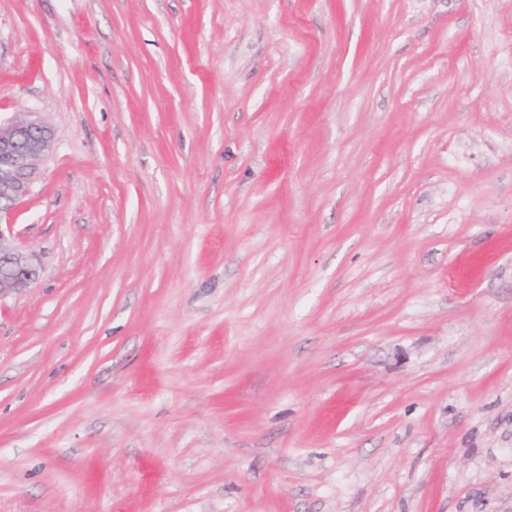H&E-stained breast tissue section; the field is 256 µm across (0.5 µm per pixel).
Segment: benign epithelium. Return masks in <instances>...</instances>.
Here are the masks:
<instances>
[{"instance_id":"1","label":"benign epithelium","mask_w":512,"mask_h":512,"mask_svg":"<svg viewBox=\"0 0 512 512\" xmlns=\"http://www.w3.org/2000/svg\"><path fill=\"white\" fill-rule=\"evenodd\" d=\"M53 148V128L40 113L0 121V216L29 196L40 166ZM38 276L35 255L13 243L12 225L0 223V301L30 287Z\"/></svg>"}]
</instances>
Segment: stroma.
I'll return each mask as SVG.
<instances>
[{
	"mask_svg": "<svg viewBox=\"0 0 512 512\" xmlns=\"http://www.w3.org/2000/svg\"><path fill=\"white\" fill-rule=\"evenodd\" d=\"M0 512H512V0H0ZM53 148V128L39 112H29L25 119H0V301L38 279L35 255L13 243V225L7 220L2 224V215L8 216L29 196L40 166Z\"/></svg>",
	"mask_w": 512,
	"mask_h": 512,
	"instance_id": "35a3bbf8",
	"label": "stroma"
}]
</instances>
